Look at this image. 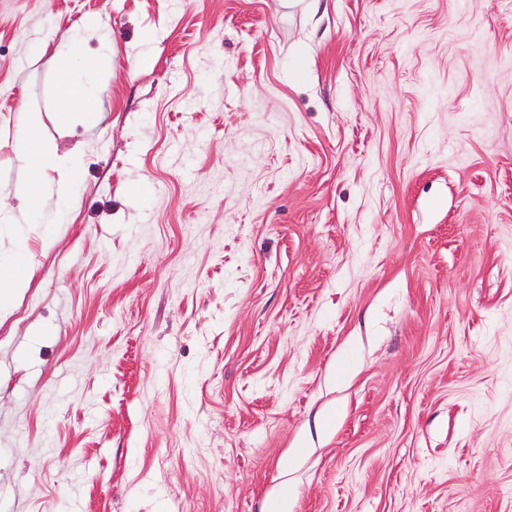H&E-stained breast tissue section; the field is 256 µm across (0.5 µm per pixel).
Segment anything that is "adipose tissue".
<instances>
[{"instance_id": "obj_1", "label": "adipose tissue", "mask_w": 512, "mask_h": 512, "mask_svg": "<svg viewBox=\"0 0 512 512\" xmlns=\"http://www.w3.org/2000/svg\"><path fill=\"white\" fill-rule=\"evenodd\" d=\"M77 57L75 48L69 47L60 51L58 73L61 82L57 90V119L62 125H69L72 121L88 120L94 116L99 105V98L91 82L73 79L74 62ZM41 115L37 112L29 113L24 134L17 143V155L23 165H26L28 177L21 185L27 206L23 214V221L27 224L39 223L42 214L45 190L49 186L48 171H57L61 179L57 184V199L61 204H68V187L79 173L76 160L59 155L53 142L43 138L40 134ZM33 274L32 261L29 256L25 239H18L12 252L4 257L0 256V311H9L14 298L28 283Z\"/></svg>"}]
</instances>
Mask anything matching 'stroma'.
Masks as SVG:
<instances>
[{"label":"stroma","mask_w":512,"mask_h":512,"mask_svg":"<svg viewBox=\"0 0 512 512\" xmlns=\"http://www.w3.org/2000/svg\"><path fill=\"white\" fill-rule=\"evenodd\" d=\"M31 112L0 512H512V0H0L3 212ZM77 52L73 46L60 51L57 57V69L61 82L57 90V119L60 124L67 126L74 120L86 121L97 114L99 97L90 81H79L72 78L76 70L74 62ZM63 64L61 65V63ZM79 109L83 112H74ZM41 124L40 113H28L25 133L19 137L17 143L18 158L28 170V177L21 184V192L27 202L23 224H37L42 217L48 186L52 184L47 180L49 170L61 174L62 178L56 184V196L63 205L68 204V187L79 174L77 161L60 156L57 146L40 135Z\"/></svg>","instance_id":"35a3bbf8"}]
</instances>
